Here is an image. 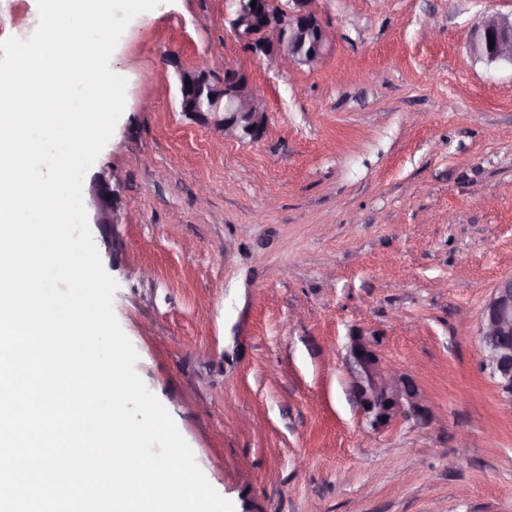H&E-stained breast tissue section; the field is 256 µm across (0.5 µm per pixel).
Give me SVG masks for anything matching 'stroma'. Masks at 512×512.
<instances>
[{"mask_svg":"<svg viewBox=\"0 0 512 512\" xmlns=\"http://www.w3.org/2000/svg\"><path fill=\"white\" fill-rule=\"evenodd\" d=\"M321 66L266 69L229 0H162L109 60L126 81L86 171L89 230L135 370L234 512H512V403L482 367L481 309L512 275V65L470 50L512 0H317ZM37 0H0V41ZM222 47L267 113L260 141L180 110ZM435 420L372 430L353 331ZM116 196L108 182H100L96 185L94 194L95 222L94 224L111 223Z\"/></svg>","mask_w":512,"mask_h":512,"instance_id":"35a3bbf8","label":"stroma"}]
</instances>
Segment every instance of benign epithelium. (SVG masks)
<instances>
[{
    "label": "benign epithelium",
    "mask_w": 512,
    "mask_h": 512,
    "mask_svg": "<svg viewBox=\"0 0 512 512\" xmlns=\"http://www.w3.org/2000/svg\"><path fill=\"white\" fill-rule=\"evenodd\" d=\"M256 6H251V2ZM232 29L244 49L268 67L288 62L319 64L334 40L319 16L315 0H287L281 8L274 0H237ZM472 50L490 62L512 64V18L494 16L476 31ZM180 108L203 115L224 112L222 132L240 138V122L258 141L266 136V112L255 97L246 74L224 64L222 53H212L211 65L180 76ZM116 196L111 185L100 182L94 194L95 223L110 224ZM478 336L482 365L501 393L512 399V276L501 279L484 304ZM346 362L362 412L375 429L403 417L423 423L433 420L429 401L408 376L383 364L377 337L354 333L349 337Z\"/></svg>",
    "instance_id": "obj_1"
}]
</instances>
